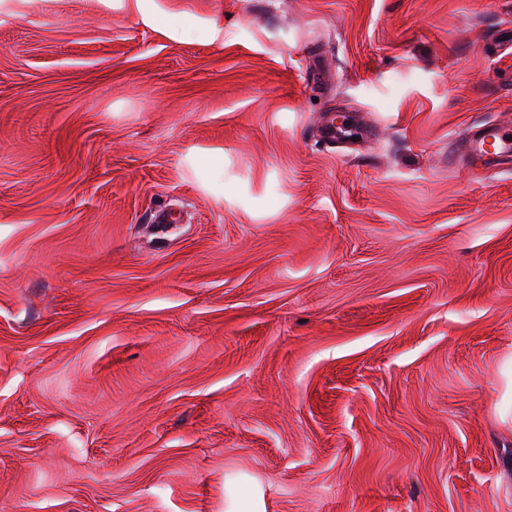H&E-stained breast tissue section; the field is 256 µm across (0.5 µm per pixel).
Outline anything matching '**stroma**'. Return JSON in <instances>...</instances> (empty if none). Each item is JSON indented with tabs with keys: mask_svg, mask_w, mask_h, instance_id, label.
<instances>
[{
	"mask_svg": "<svg viewBox=\"0 0 512 512\" xmlns=\"http://www.w3.org/2000/svg\"><path fill=\"white\" fill-rule=\"evenodd\" d=\"M510 35L0 0V512H512V165L452 145L512 124Z\"/></svg>",
	"mask_w": 512,
	"mask_h": 512,
	"instance_id": "35a3bbf8",
	"label": "stroma"
}]
</instances>
